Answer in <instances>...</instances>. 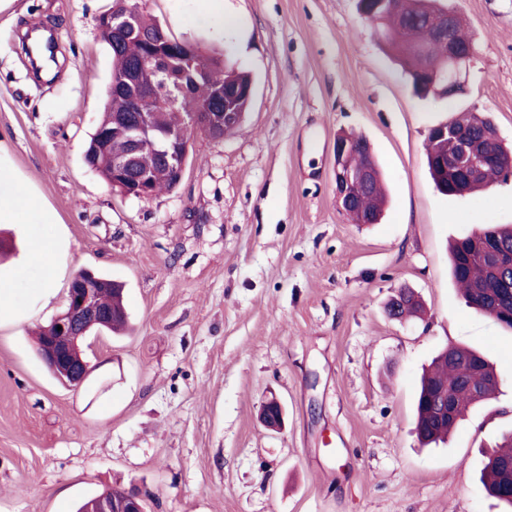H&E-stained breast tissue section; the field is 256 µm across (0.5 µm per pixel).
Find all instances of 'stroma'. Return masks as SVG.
<instances>
[{"mask_svg": "<svg viewBox=\"0 0 512 512\" xmlns=\"http://www.w3.org/2000/svg\"><path fill=\"white\" fill-rule=\"evenodd\" d=\"M475 52L463 93L422 100L370 35L358 0H224L217 33L199 0H138L170 35L255 80L242 131L192 135L183 182L126 197L84 162L113 69L99 17L113 0H12L0 11V163L57 217L0 224L17 321L0 323V512H76L113 487L148 512H506L481 480L512 432V331L469 308L448 243L512 225V178L440 193L431 126L471 109L512 145V0H440ZM51 31L58 63L34 79L19 39ZM372 143L389 187L378 224L352 223L333 193L338 133ZM57 238L60 272L28 247ZM124 287L132 329L101 332L81 389L59 383L33 332L64 310L80 270ZM416 291L422 318L385 305ZM464 345L499 387L447 442L420 446L415 394L441 350ZM278 397L285 424L260 421Z\"/></svg>", "mask_w": 512, "mask_h": 512, "instance_id": "35a3bbf8", "label": "stroma"}]
</instances>
